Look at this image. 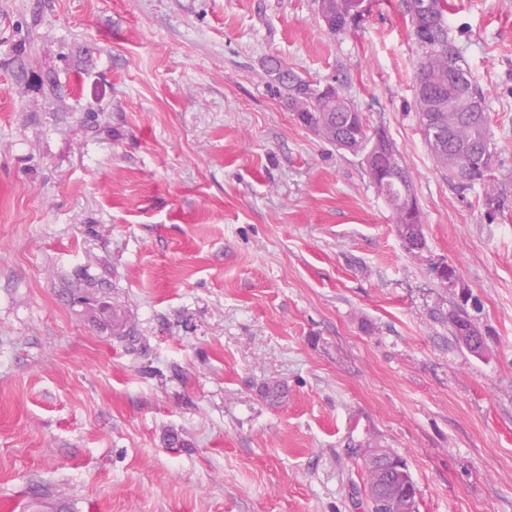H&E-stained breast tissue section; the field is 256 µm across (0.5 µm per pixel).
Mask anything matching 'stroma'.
I'll return each instance as SVG.
<instances>
[{"instance_id":"35a3bbf8","label":"stroma","mask_w":512,"mask_h":512,"mask_svg":"<svg viewBox=\"0 0 512 512\" xmlns=\"http://www.w3.org/2000/svg\"><path fill=\"white\" fill-rule=\"evenodd\" d=\"M448 2L493 150L464 196L401 0L339 36L318 0H0V512H368L374 446L419 512H512V0ZM273 58L386 128L422 252ZM442 319H445L443 321L446 322L447 324H451V333L459 344H461L469 352L476 356L482 355L485 348V342L482 338L481 333L476 328V326H474V324L469 318L458 313H453L450 314L449 317H442ZM474 336H478L479 339V346L476 348H472L470 343L468 342V338H472ZM392 454L396 455L394 453H389L384 450H378L370 454L365 452L364 455L362 456L366 475L367 494L370 502V512H375L372 511L373 506L370 501L371 495L374 493V491L376 490L374 497H376L378 500H382V498L386 497L388 494V480L384 481L380 487H378V485L379 481L384 479L385 474L390 469V456ZM384 457H387V459L384 460ZM396 457H398L402 462V467L398 469V471L394 474L393 478V482L396 486V489L403 490L404 488H406V486L409 485L416 487L414 480L410 472L408 471L405 463L398 455H396Z\"/></svg>"}]
</instances>
